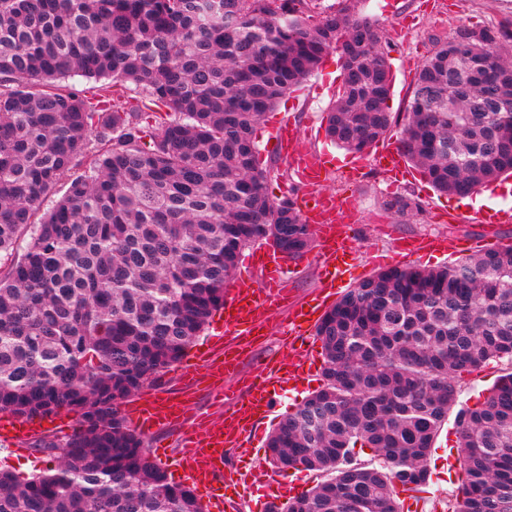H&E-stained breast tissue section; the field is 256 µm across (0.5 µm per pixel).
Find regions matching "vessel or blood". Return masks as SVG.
<instances>
[{
    "instance_id": "1",
    "label": "vessel or blood",
    "mask_w": 512,
    "mask_h": 512,
    "mask_svg": "<svg viewBox=\"0 0 512 512\" xmlns=\"http://www.w3.org/2000/svg\"><path fill=\"white\" fill-rule=\"evenodd\" d=\"M296 139L294 128L283 123L274 129L268 144L272 151L289 153L290 165L299 183L310 189L299 209L304 222L311 225L321 243L319 261L324 272V288L332 291L343 282L344 273L353 260V227L344 221L343 201L319 191L335 163L334 155L323 152L321 158L314 162L308 153H290L289 148ZM369 160L389 172L398 171L404 163L401 151L396 148L374 151ZM255 261L265 269L263 283L254 285L249 274H241L231 298L224 304V333L237 341L258 335L267 327L272 309L280 307L286 300L282 286L286 273L284 264L265 255L256 256ZM321 310L318 303L293 310L287 334L297 353L296 359L260 364L246 381L243 397L225 409L223 423H213L203 415L187 418L183 401L157 392L142 395L126 408L129 423L141 433L149 434L172 423L182 426L181 451L176 467L185 481L205 495L208 512H224V497L218 492L219 480L254 483L255 478L250 471L226 472L224 450L255 440L258 418L272 414L282 397L278 384L280 375L299 374L301 363L298 356L305 352L307 333L318 320ZM201 364L206 365L216 393H223L224 380L232 376V367L226 366L223 358L204 351L195 361L183 365V376L195 377ZM44 425L41 419L25 420L1 415L0 444L8 447L15 442L26 441L30 433Z\"/></svg>"
}]
</instances>
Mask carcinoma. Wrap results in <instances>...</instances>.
<instances>
[{
    "instance_id": "cac0c4a2",
    "label": "carcinoma",
    "mask_w": 512,
    "mask_h": 512,
    "mask_svg": "<svg viewBox=\"0 0 512 512\" xmlns=\"http://www.w3.org/2000/svg\"><path fill=\"white\" fill-rule=\"evenodd\" d=\"M309 2L0 0V414L79 416L64 438L25 442L55 465L23 480L0 468V512H205L120 403L181 362L246 249L310 250L296 201L269 193L257 130L327 53L342 60L336 145L361 153L398 128L403 154L460 197L512 173V28L437 40L399 114L362 0ZM71 76L112 90L57 85ZM315 336L322 384L267 448L320 480L269 512H402L452 411L448 512H512V245L380 270ZM492 361L507 368L484 401L460 404L458 378Z\"/></svg>"
}]
</instances>
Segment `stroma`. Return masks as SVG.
Returning a JSON list of instances; mask_svg holds the SVG:
<instances>
[{
    "label": "stroma",
    "mask_w": 512,
    "mask_h": 512,
    "mask_svg": "<svg viewBox=\"0 0 512 512\" xmlns=\"http://www.w3.org/2000/svg\"><path fill=\"white\" fill-rule=\"evenodd\" d=\"M362 11L376 18L384 33V45L395 74L394 93L388 102L390 111H404L410 82L417 67L432 50L436 39L445 37L459 25L473 27L512 26V0H364ZM342 71L337 53L327 54L318 70L267 113L260 131L261 141H268L281 122L292 124L298 143L319 158L330 142L325 135L324 112L333 100ZM345 166H337L322 183L320 190L347 200L354 225L356 257L344 277V288L362 282L380 269L399 265L394 252L396 242L440 236L448 241L446 255H420L409 258V265L433 267L466 257L468 244L489 238L497 246L512 244L511 224H463L455 215L462 207L460 198L437 192L412 166L402 173H386L368 166L360 169L355 182H348ZM400 195L419 199L423 211L415 217L402 216L389 208V201ZM283 287L292 303L313 300L319 289L322 270L314 253L287 263ZM289 318L288 310L272 312L269 331L241 357L240 374L248 376L262 361L292 359L293 353L280 332ZM158 391L184 399L189 414L205 413L214 422L224 420V410L216 403L207 385L191 387L179 369L166 373ZM456 435L453 424L441 430L429 468V483L423 487L418 504L420 512H441L455 495L459 481L454 468Z\"/></svg>",
    "instance_id": "1"
}]
</instances>
